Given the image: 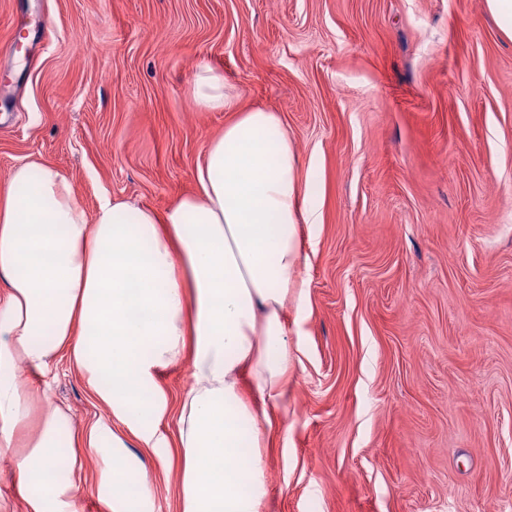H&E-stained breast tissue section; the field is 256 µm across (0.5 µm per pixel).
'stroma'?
I'll list each match as a JSON object with an SVG mask.
<instances>
[{
	"instance_id": "1",
	"label": "stroma",
	"mask_w": 512,
	"mask_h": 512,
	"mask_svg": "<svg viewBox=\"0 0 512 512\" xmlns=\"http://www.w3.org/2000/svg\"><path fill=\"white\" fill-rule=\"evenodd\" d=\"M202 65L318 171L267 512L512 507V40L485 0H0V181L47 164L87 211L164 212L229 120L188 97ZM36 385L74 424L109 413L66 361ZM168 454H141L152 512H181Z\"/></svg>"
}]
</instances>
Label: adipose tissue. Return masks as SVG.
<instances>
[{
	"instance_id": "obj_1",
	"label": "adipose tissue",
	"mask_w": 512,
	"mask_h": 512,
	"mask_svg": "<svg viewBox=\"0 0 512 512\" xmlns=\"http://www.w3.org/2000/svg\"><path fill=\"white\" fill-rule=\"evenodd\" d=\"M202 112H228L207 141L195 189L164 212L103 198L87 213L69 179L36 163L0 183V452L25 512H77L79 454L102 451L110 512H151L150 483L128 439L167 447L160 372L188 362L178 414L182 512H265L261 448L287 416L295 356L287 305L308 304L299 223L317 224L277 113L243 109L221 70L193 76ZM109 415L74 427L40 406L19 368L44 377L60 359ZM249 378L259 398L239 387Z\"/></svg>"
}]
</instances>
